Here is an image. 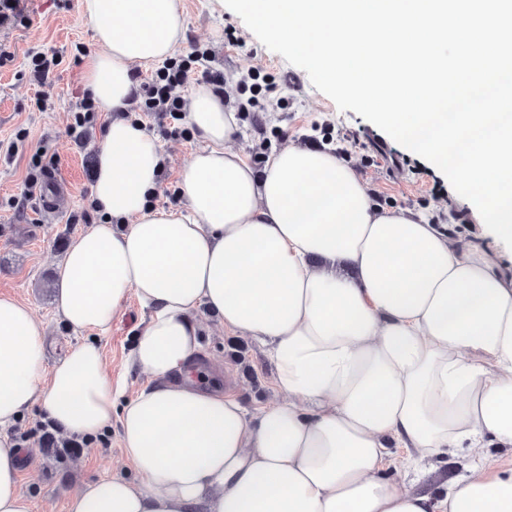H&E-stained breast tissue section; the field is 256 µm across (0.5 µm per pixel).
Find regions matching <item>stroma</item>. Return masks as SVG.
Wrapping results in <instances>:
<instances>
[{"instance_id":"1","label":"stroma","mask_w":512,"mask_h":512,"mask_svg":"<svg viewBox=\"0 0 512 512\" xmlns=\"http://www.w3.org/2000/svg\"><path fill=\"white\" fill-rule=\"evenodd\" d=\"M179 6L183 28L175 54H187L191 45H198L208 50L211 69L231 78L251 67L267 68L278 80L268 96L269 125L287 129L289 141L302 146L313 137H332L335 145L347 149V164L368 182L379 207L405 208L437 224L447 223L449 215L465 214L466 223L454 224V232L495 254L503 271H512V250L479 223L475 206L453 190L435 165L354 111L339 110L331 98L313 87L303 69L266 48L232 10L214 8L211 0H179ZM28 9L22 23L0 27V46L13 55L0 67V295L27 303L44 322L47 362L53 365L77 340L56 315V280L65 250L84 229L72 218L87 206L85 192L93 185L101 130L93 128L80 144L74 141L70 126L84 92L83 58L97 45L81 0H69L65 9L59 8L58 0H29ZM228 28L242 39V47L225 44ZM36 51L62 59L54 71L51 99L43 108L36 104V86L26 77ZM282 97L290 103L288 110L276 106ZM146 126L158 135L166 157L151 204L165 209L183 206L178 174L199 141L192 134L163 136L151 118ZM12 143L16 151L6 154V145ZM41 148L56 153L59 160L53 170L65 194V209L59 214L25 197L30 160ZM145 315L138 300L129 298L111 328L94 335L110 381L125 383L130 394L148 380L127 365L132 338ZM198 318L201 356L206 363L219 365L220 386L233 391L250 412L276 398L275 367L264 347L226 333L213 315L202 312ZM42 418L39 409H32L7 434L22 450V490L32 502V512H66L70 492L112 475L113 463L123 456L120 427L115 424L108 430V445L94 443L81 454L59 456L41 447L37 424ZM469 462V455L460 451L415 470L406 450L395 447L387 458V474L415 490L436 494L445 492L449 479L463 474Z\"/></svg>"}]
</instances>
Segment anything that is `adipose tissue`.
<instances>
[{"label": "adipose tissue", "mask_w": 512, "mask_h": 512, "mask_svg": "<svg viewBox=\"0 0 512 512\" xmlns=\"http://www.w3.org/2000/svg\"><path fill=\"white\" fill-rule=\"evenodd\" d=\"M97 51L85 87L103 126L92 197L104 217L70 245L56 303L82 338L46 364L45 327L0 296V430L40 407L66 436L119 423L123 475L66 512H512V274L493 254L404 209H379L334 154L288 145L264 168L230 149L235 112L206 86L185 105L201 145L187 205L155 208L164 156L122 118L138 68L169 57L177 0H82ZM149 315L128 354L146 373L124 402L91 331L129 297ZM266 347L280 400L248 414L203 384L199 310ZM413 463L468 450L444 497L384 474L387 441ZM0 512H32L21 451L0 437Z\"/></svg>", "instance_id": "adipose-tissue-1"}]
</instances>
